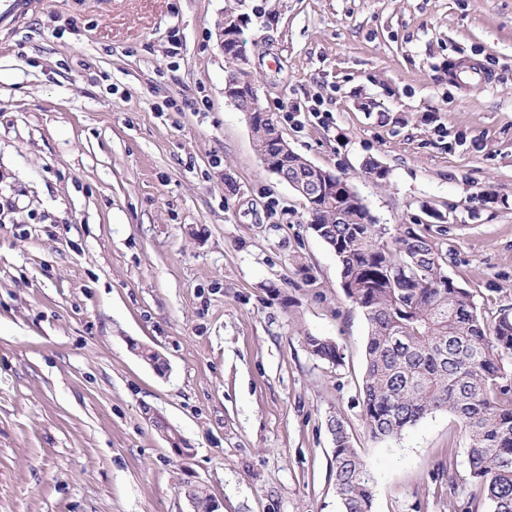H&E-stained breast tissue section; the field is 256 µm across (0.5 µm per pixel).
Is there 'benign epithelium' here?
Here are the masks:
<instances>
[{
	"instance_id": "1",
	"label": "benign epithelium",
	"mask_w": 512,
	"mask_h": 512,
	"mask_svg": "<svg viewBox=\"0 0 512 512\" xmlns=\"http://www.w3.org/2000/svg\"><path fill=\"white\" fill-rule=\"evenodd\" d=\"M217 35L227 66L224 70V96L238 111L245 114L250 129L258 123L256 114L263 112L259 104L257 89L239 78L244 66L248 65V55L242 46L239 30V17L229 13L221 15L217 22ZM284 155L265 156L261 158L263 166L287 183L307 205V210H324L336 207V173L324 170L310 162L304 166L293 165L283 161ZM154 424L167 433L169 443L175 453L188 456L182 438L159 416L153 417Z\"/></svg>"
}]
</instances>
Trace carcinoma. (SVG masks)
Wrapping results in <instances>:
<instances>
[{"instance_id":"cac0c4a2","label":"carcinoma","mask_w":512,"mask_h":512,"mask_svg":"<svg viewBox=\"0 0 512 512\" xmlns=\"http://www.w3.org/2000/svg\"><path fill=\"white\" fill-rule=\"evenodd\" d=\"M268 117L255 137L257 154L277 155L279 142ZM344 218L320 211L308 229L336 255L346 298L368 325L362 416L376 441L395 439L437 411L464 428L472 481L492 512H512V309L489 322L470 293L444 271L446 255L413 227L400 225L392 240L375 223L348 180L339 174ZM309 353L333 366L344 364L332 340L305 337ZM333 437L331 471L344 512H372L374 479L353 447L344 418L328 420Z\"/></svg>"}]
</instances>
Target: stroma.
<instances>
[{
  "mask_svg": "<svg viewBox=\"0 0 512 512\" xmlns=\"http://www.w3.org/2000/svg\"><path fill=\"white\" fill-rule=\"evenodd\" d=\"M228 6L289 147L386 235L444 225L449 277L485 318L512 306V0H37L0 31V512H189V485L220 512H343L335 415L372 512H491L450 413L370 437L367 323L224 97ZM459 61L493 83L456 85ZM305 345L309 353L332 366L340 367L344 364L343 353L332 340L318 336H306ZM333 437L331 471L334 488L344 512H371L374 497V479L368 465L353 447L347 422L339 416L328 420Z\"/></svg>",
  "mask_w": 512,
  "mask_h": 512,
  "instance_id": "35a3bbf8",
  "label": "stroma"
}]
</instances>
